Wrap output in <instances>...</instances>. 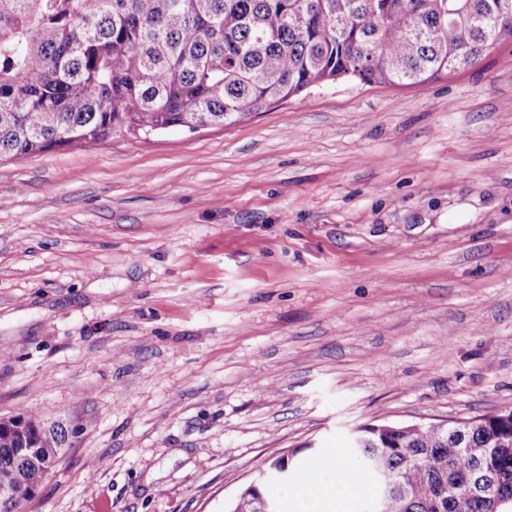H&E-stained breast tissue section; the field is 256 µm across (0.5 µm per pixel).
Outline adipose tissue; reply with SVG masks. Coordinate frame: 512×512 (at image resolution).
I'll use <instances>...</instances> for the list:
<instances>
[{
	"instance_id": "obj_1",
	"label": "adipose tissue",
	"mask_w": 512,
	"mask_h": 512,
	"mask_svg": "<svg viewBox=\"0 0 512 512\" xmlns=\"http://www.w3.org/2000/svg\"><path fill=\"white\" fill-rule=\"evenodd\" d=\"M370 487L358 477L352 464L340 454L312 462L307 477L300 483L298 496L315 503H346L368 495Z\"/></svg>"
}]
</instances>
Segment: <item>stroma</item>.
Here are the masks:
<instances>
[{"instance_id": "1", "label": "stroma", "mask_w": 512, "mask_h": 512, "mask_svg": "<svg viewBox=\"0 0 512 512\" xmlns=\"http://www.w3.org/2000/svg\"><path fill=\"white\" fill-rule=\"evenodd\" d=\"M512 408V39L420 86L0 160V417L22 512H225L363 424ZM21 421L22 434L26 439L33 440L38 449L35 453H29L24 457L25 452H20V434L4 431L0 433V506L10 508L11 511L21 512V502H17L18 492L23 502L28 498L25 496L29 487L39 485L44 472L47 476L53 469L49 467L46 471V458L50 460L59 459L65 442V431L58 430V427L48 425L43 419L34 414L16 415ZM13 489H11V488ZM21 503V505H20ZM20 507L21 511H18ZM288 466H289V457L288 462H284L279 466L275 465H269L266 467V469L261 471L260 477L256 478L254 481H252L246 488L240 492L238 495L239 497H243L244 495L248 494H255L257 495V502L259 503V509L262 512H270L273 511V502L270 497H265L259 492V485L263 484H269L271 481L283 478L288 476L286 478L287 480L279 482L280 484H288L292 480V473H288ZM255 499L254 495H250L246 498L240 499L238 505H237V512H257L256 506L258 505L257 502H253Z\"/></svg>"}]
</instances>
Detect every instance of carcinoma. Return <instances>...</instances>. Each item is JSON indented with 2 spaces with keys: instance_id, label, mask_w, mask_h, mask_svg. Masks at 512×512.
Segmentation results:
<instances>
[{
  "instance_id": "1",
  "label": "carcinoma",
  "mask_w": 512,
  "mask_h": 512,
  "mask_svg": "<svg viewBox=\"0 0 512 512\" xmlns=\"http://www.w3.org/2000/svg\"><path fill=\"white\" fill-rule=\"evenodd\" d=\"M500 0H5L0 157L120 131L226 125L353 78L418 86L477 61ZM0 433V486L26 495L65 431L34 414ZM357 455L396 483L376 512H512V409L450 425L365 424Z\"/></svg>"
}]
</instances>
